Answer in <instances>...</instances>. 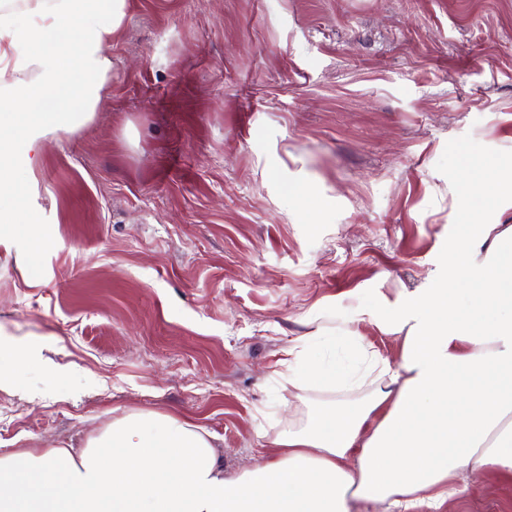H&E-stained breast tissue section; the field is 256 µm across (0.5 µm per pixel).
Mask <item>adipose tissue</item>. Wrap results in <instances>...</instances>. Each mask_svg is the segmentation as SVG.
<instances>
[{"label":"adipose tissue","mask_w":512,"mask_h":512,"mask_svg":"<svg viewBox=\"0 0 512 512\" xmlns=\"http://www.w3.org/2000/svg\"><path fill=\"white\" fill-rule=\"evenodd\" d=\"M128 0H0V242L29 240L32 155L91 121L112 80L108 48ZM461 215L442 270L369 322L399 342L397 360L363 336L318 328L281 365L289 381L333 389L372 379L352 406L329 404L267 442V459L225 473L213 435L156 411L113 419L83 448L0 455V512H384L441 507L460 473L512 475V155L462 148Z\"/></svg>","instance_id":"obj_1"}]
</instances>
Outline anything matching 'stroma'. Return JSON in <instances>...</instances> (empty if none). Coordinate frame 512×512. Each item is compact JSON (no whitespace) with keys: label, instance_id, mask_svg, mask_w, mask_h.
<instances>
[{"label":"stroma","instance_id":"35a3bbf8","mask_svg":"<svg viewBox=\"0 0 512 512\" xmlns=\"http://www.w3.org/2000/svg\"><path fill=\"white\" fill-rule=\"evenodd\" d=\"M109 53L92 120L36 157L37 285L0 245V453L152 410L231 474L360 397L282 376L309 325L397 356L364 310L435 275L457 150L512 153V0H128ZM458 482L438 512H512V479Z\"/></svg>","mask_w":512,"mask_h":512}]
</instances>
